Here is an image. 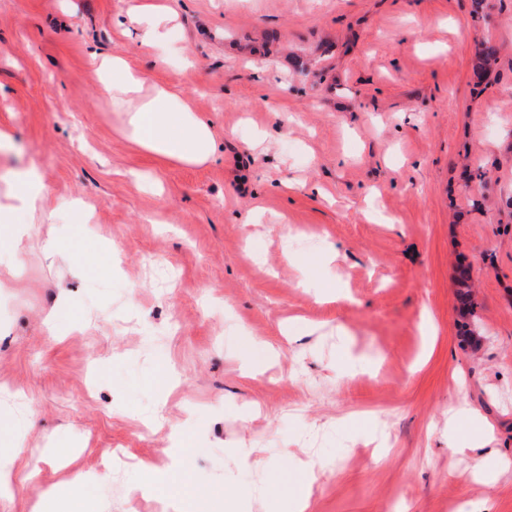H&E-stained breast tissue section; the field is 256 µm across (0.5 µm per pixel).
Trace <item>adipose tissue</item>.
Segmentation results:
<instances>
[{
	"label": "adipose tissue",
	"mask_w": 512,
	"mask_h": 512,
	"mask_svg": "<svg viewBox=\"0 0 512 512\" xmlns=\"http://www.w3.org/2000/svg\"><path fill=\"white\" fill-rule=\"evenodd\" d=\"M113 107L127 114L132 139L147 152L186 165H201L215 154L209 122L167 87L149 83L123 53L97 63ZM44 188L30 172L9 184L0 196V236L19 253L35 212L44 206Z\"/></svg>",
	"instance_id": "obj_1"
}]
</instances>
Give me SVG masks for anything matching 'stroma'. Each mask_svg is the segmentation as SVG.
<instances>
[{
  "label": "stroma",
  "instance_id": "35a3bbf8",
  "mask_svg": "<svg viewBox=\"0 0 512 512\" xmlns=\"http://www.w3.org/2000/svg\"><path fill=\"white\" fill-rule=\"evenodd\" d=\"M163 2L175 50L148 54L128 0H0V187L34 169L48 192L0 266V448L19 452L0 512L76 470L60 512H160L170 493L183 512H285L313 454L331 469L307 512H512V0ZM118 51L212 122L213 162L133 142L92 60ZM62 202L92 222L55 223ZM291 317L309 332L283 336ZM246 336L279 348L265 373L243 372ZM461 399L493 428L479 481L482 449L448 430ZM241 447L265 466L241 470ZM235 480L267 491L240 507Z\"/></svg>",
  "mask_w": 512,
  "mask_h": 512
}]
</instances>
